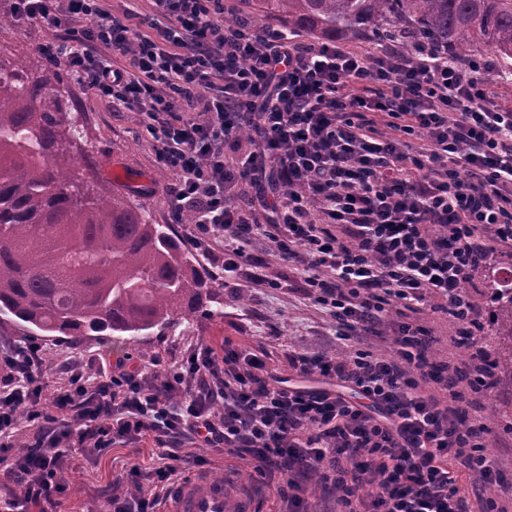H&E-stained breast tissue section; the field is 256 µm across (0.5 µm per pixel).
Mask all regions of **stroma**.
Listing matches in <instances>:
<instances>
[{
	"instance_id": "1",
	"label": "stroma",
	"mask_w": 512,
	"mask_h": 512,
	"mask_svg": "<svg viewBox=\"0 0 512 512\" xmlns=\"http://www.w3.org/2000/svg\"><path fill=\"white\" fill-rule=\"evenodd\" d=\"M10 9L11 0H0V63L8 66L25 60L29 77L48 80L49 90L60 96L64 110L61 130L72 181L96 194L130 200L141 208L147 221L174 225L180 239H187L189 227L179 223L167 196L177 174L158 162L155 141L138 114L113 109L107 99L66 69L51 65L46 48L55 42V33L42 27L17 28L8 20ZM245 294L241 301L220 292L211 304L216 317L197 319L188 331L178 330L169 336H149L123 344L95 336L74 345L42 341L45 359L54 367L47 389L52 392L66 384L64 363L73 356L80 358L91 375L122 362L144 368L149 380L157 382L168 367L202 343L217 350L228 342L248 348L263 354L267 365L283 375L288 372V348L335 351V323L300 292L291 288L275 292L249 288ZM426 325L435 337L436 360L464 370L478 364L475 348L458 342L459 331L445 315L428 314ZM475 402L474 415L499 418L491 426L487 447L499 481L485 487L465 479L462 488L474 512H481L487 499L496 501L499 512H512V394L495 387L476 395ZM160 454L148 437L114 446L97 456L73 452L66 489L56 497L55 512H113V496L127 492L126 485L118 481L120 474L133 464L141 473H150L157 467ZM198 454L204 459L198 474L223 480L229 502H248L250 512H280L283 476L276 473L259 477L249 461L221 448H202Z\"/></svg>"
}]
</instances>
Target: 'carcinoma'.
Masks as SVG:
<instances>
[{
  "instance_id": "carcinoma-1",
  "label": "carcinoma",
  "mask_w": 512,
  "mask_h": 512,
  "mask_svg": "<svg viewBox=\"0 0 512 512\" xmlns=\"http://www.w3.org/2000/svg\"><path fill=\"white\" fill-rule=\"evenodd\" d=\"M252 19L345 42L380 30L460 58L484 45L512 58V0H244ZM0 67V328L73 344L85 336L165 335L198 317L218 283L171 224L106 202L67 178L59 103ZM493 319L495 383L512 389V273L483 293Z\"/></svg>"
}]
</instances>
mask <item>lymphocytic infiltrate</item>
I'll use <instances>...</instances> for the list:
<instances>
[{"instance_id":"1","label":"lymphocytic infiltrate","mask_w":512,"mask_h":512,"mask_svg":"<svg viewBox=\"0 0 512 512\" xmlns=\"http://www.w3.org/2000/svg\"><path fill=\"white\" fill-rule=\"evenodd\" d=\"M109 0H13L20 27L61 33L47 50L113 108L137 112L189 237L225 288L292 287L336 323L345 350L289 352L291 377L255 352L200 344L154 385L142 371L90 377L70 366L42 398L36 343L0 344V471L14 504L38 512L64 487L69 446L99 454L149 437L161 464L150 492L114 512H158L173 477L202 465L184 444L249 458L286 478L295 512L318 475L342 512H471L459 484L495 481L490 430L466 416L492 380L432 356L424 324L442 313L475 327L472 271L512 243V105L490 95L489 60L388 43L373 53L297 42L224 0H147L142 20ZM271 210L260 223L239 205ZM282 273L269 276V263ZM38 424L13 451L20 420Z\"/></svg>"}]
</instances>
